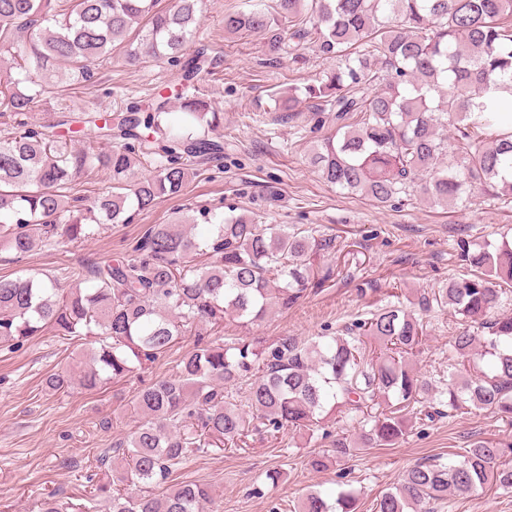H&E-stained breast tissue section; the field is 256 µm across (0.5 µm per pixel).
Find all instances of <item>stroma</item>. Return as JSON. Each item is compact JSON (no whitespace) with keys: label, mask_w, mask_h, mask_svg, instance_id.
Wrapping results in <instances>:
<instances>
[{"label":"stroma","mask_w":512,"mask_h":512,"mask_svg":"<svg viewBox=\"0 0 512 512\" xmlns=\"http://www.w3.org/2000/svg\"><path fill=\"white\" fill-rule=\"evenodd\" d=\"M247 5L248 0H203L195 37L216 59L196 91L224 116L223 159L191 160L194 175L182 196L158 200L133 223L102 225L83 244L39 247L22 257L0 250V277L50 275L63 264L87 268L117 261L149 225L191 216L200 204H231L257 215L261 224L310 228L332 241L321 260L332 276L322 287L308 289L295 307L271 312L258 325L245 329L228 319L220 331L227 339L249 334L270 341L285 333L335 332L393 299L412 300L442 281L465 276L458 240L493 239L502 227H512V202L478 191L466 208L445 210L416 192L380 208L363 195L324 182L307 162L321 136L311 113L274 111L269 97L313 83L328 63L303 42L297 60L269 64L263 36L241 38L224 30L225 14ZM164 87L181 89L177 68L150 59L131 65L117 55L98 66L94 85L75 83L48 96L31 118L49 122L59 112H122L134 102L147 104ZM424 323L417 366L436 378L448 368L449 341L459 318L447 307L433 310ZM192 346V336H185L154 364L92 391L77 385L54 391L45 385L49 374L77 372L88 340L68 341L47 330L16 350L0 348V512H37L51 494L88 503L95 495L89 475L113 442L136 424L130 402L137 388L174 374ZM105 420L110 423L106 429L101 426ZM476 438L512 444V420L478 410L431 421L416 418L397 444L362 451L320 472L310 469L307 459L326 449V441L305 444L287 430L274 442L258 428L250 431L244 450L191 457L173 478L207 486L211 512H291L308 491L330 492L340 481L357 491L358 512H374L379 494L396 486L408 467L455 457ZM272 471L278 472L277 480H269ZM433 510L512 512V493L486 488L435 502Z\"/></svg>","instance_id":"35a3bbf8"}]
</instances>
